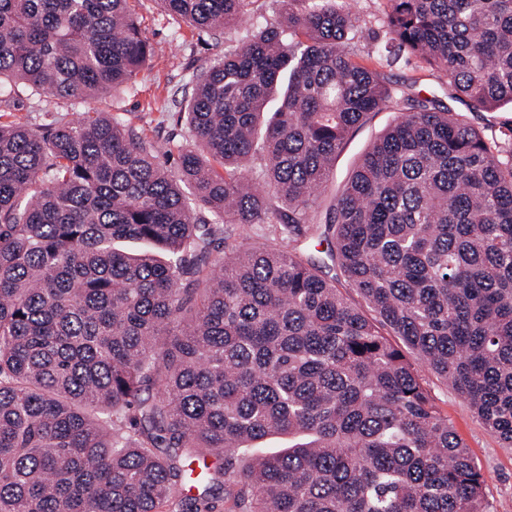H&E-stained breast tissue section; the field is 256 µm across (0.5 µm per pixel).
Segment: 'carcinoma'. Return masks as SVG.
I'll list each match as a JSON object with an SVG mask.
<instances>
[{
    "mask_svg": "<svg viewBox=\"0 0 512 512\" xmlns=\"http://www.w3.org/2000/svg\"><path fill=\"white\" fill-rule=\"evenodd\" d=\"M129 2L0 0V105L130 86ZM159 2L216 36L258 0ZM387 2L367 57L512 105V0ZM280 4L197 73L175 171L110 112L0 123V512H488L423 371L512 447V151L357 61L348 0ZM395 111L396 110L392 109L377 113L371 122L361 128L351 138L340 156L337 158L334 177L329 182L325 192L318 201L320 205L319 211L324 212L325 209L333 203L335 194L346 181L361 153L368 146L370 141L378 135L388 123L391 122L395 115Z\"/></svg>",
    "mask_w": 512,
    "mask_h": 512,
    "instance_id": "carcinoma-1",
    "label": "carcinoma"
}]
</instances>
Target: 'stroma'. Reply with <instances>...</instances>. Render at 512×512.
I'll list each match as a JSON object with an SVG mask.
<instances>
[{
	"mask_svg": "<svg viewBox=\"0 0 512 512\" xmlns=\"http://www.w3.org/2000/svg\"><path fill=\"white\" fill-rule=\"evenodd\" d=\"M139 26L148 38L152 57L126 92L98 100L101 112L120 113L124 121L149 139L182 143L186 128L173 103L190 90L198 70L223 55L225 48L246 38L253 29L275 25L281 20L279 0H258L251 17L244 23L209 38L170 16L158 0H130ZM352 10L359 18L356 42L359 49L384 43L387 0H353ZM393 87L414 84L425 96L446 97L439 74L411 54L402 55L387 69ZM65 103L52 96L24 95L9 109L0 111V121L34 126L47 124L65 115ZM394 117L393 111L377 113L348 142L336 160L333 179L319 199L320 207L332 204L361 153ZM436 404L470 449L485 480L489 512H512V447L488 432L457 394L435 386Z\"/></svg>",
	"mask_w": 512,
	"mask_h": 512,
	"instance_id": "35a3bbf8",
	"label": "stroma"
}]
</instances>
